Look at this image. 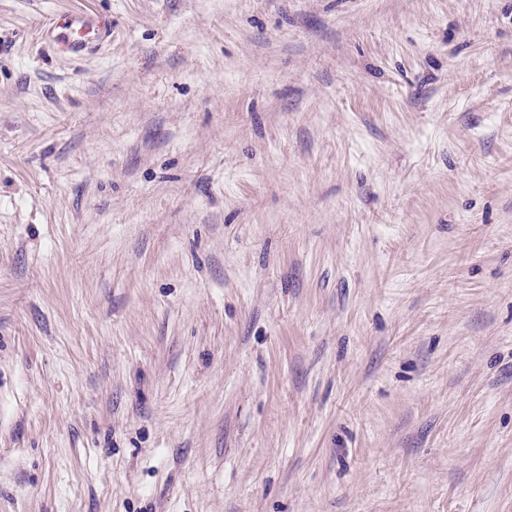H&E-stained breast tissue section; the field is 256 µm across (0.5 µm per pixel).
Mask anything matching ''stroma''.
I'll use <instances>...</instances> for the list:
<instances>
[{"instance_id":"1","label":"stroma","mask_w":512,"mask_h":512,"mask_svg":"<svg viewBox=\"0 0 512 512\" xmlns=\"http://www.w3.org/2000/svg\"><path fill=\"white\" fill-rule=\"evenodd\" d=\"M0 512H512V0H0ZM64 23L67 28L76 31L80 35L79 38H74L65 44V49L68 51L79 50L82 46L84 35L106 33L111 27V20L103 16H71Z\"/></svg>"}]
</instances>
